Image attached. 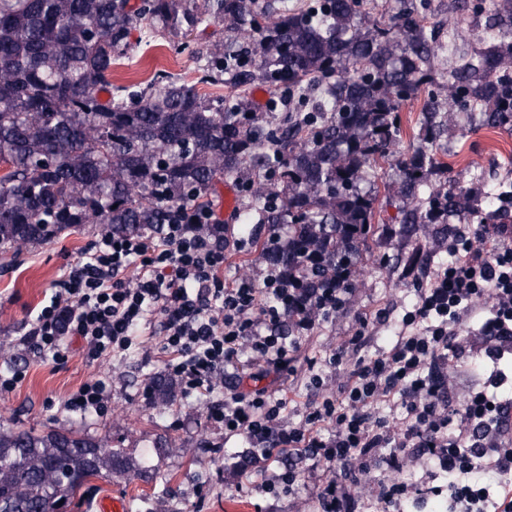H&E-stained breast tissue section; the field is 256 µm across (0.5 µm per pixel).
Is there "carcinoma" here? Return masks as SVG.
<instances>
[{
	"label": "carcinoma",
	"mask_w": 512,
	"mask_h": 512,
	"mask_svg": "<svg viewBox=\"0 0 512 512\" xmlns=\"http://www.w3.org/2000/svg\"><path fill=\"white\" fill-rule=\"evenodd\" d=\"M501 2L471 5L497 33L448 72L442 101L428 67V0L370 25L358 21L363 0L276 12L260 0H205L202 11L178 0H0V246L40 245L96 219L115 235L157 230L236 177L249 192L241 223L285 229L277 246H262L269 268L305 292L332 280L351 288L380 228L362 184L391 162L400 105L425 90L422 142L396 161L411 200L396 234L413 242L401 276L415 281L426 229L445 243L480 202L459 185L430 189L448 172L434 143L456 112L481 127L512 126V0ZM157 22L185 36L220 22L231 35L252 31L258 56L215 44L202 81L284 85L288 110L266 120L172 81L101 101L132 30ZM153 394L169 406L172 383L158 380ZM130 473L119 450L87 434L0 427V512H63L89 478Z\"/></svg>",
	"instance_id": "1"
}]
</instances>
